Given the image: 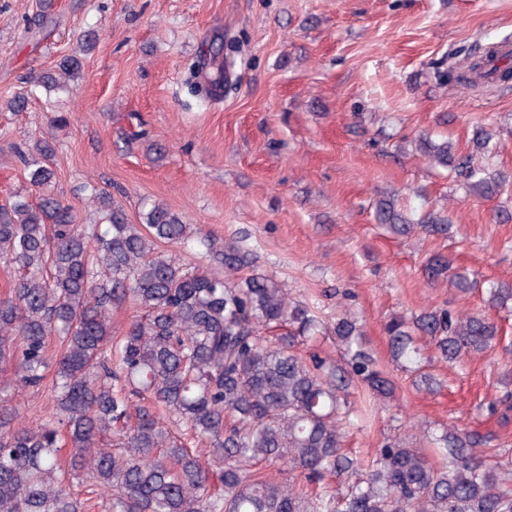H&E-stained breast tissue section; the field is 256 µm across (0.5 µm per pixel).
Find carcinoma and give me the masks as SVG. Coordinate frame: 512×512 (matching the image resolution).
I'll use <instances>...</instances> for the list:
<instances>
[{
	"mask_svg": "<svg viewBox=\"0 0 512 512\" xmlns=\"http://www.w3.org/2000/svg\"><path fill=\"white\" fill-rule=\"evenodd\" d=\"M91 48L89 39L30 76V85L66 86ZM446 78L464 86L509 81L512 51L499 42L480 55L455 54ZM492 140L478 127L465 152L427 137L419 149L465 191L488 197L509 182L475 162ZM54 156L45 135L17 148L39 196L0 204V261L14 271L0 297V364L24 391L39 389L56 364L48 416L20 425L0 405V512H85L73 492L81 476L106 497L108 512H512V451L486 448L487 440L456 426L435 438L439 463L398 439L367 461L344 451L343 431L354 422L350 388L379 400L395 389L354 316L326 325L274 279L239 275L255 267L252 253L156 201H144L140 223L131 224L110 194L87 183L100 219L86 231L55 193ZM376 220L403 238L452 229L451 218L433 212L412 219L391 197L378 202ZM162 244L196 251L209 265L185 264ZM453 263L434 253L423 271L470 292L476 280ZM128 302L141 315L114 336L112 311ZM484 304L512 312V282L489 284ZM385 332L392 361L427 387L432 358L457 364L501 341L489 315L445 307L411 320L393 316ZM320 336L336 340L345 364L298 356L299 342ZM199 440L209 443L204 460L190 449ZM261 462L285 464L311 489L252 477Z\"/></svg>",
	"mask_w": 512,
	"mask_h": 512,
	"instance_id": "1",
	"label": "carcinoma"
}]
</instances>
